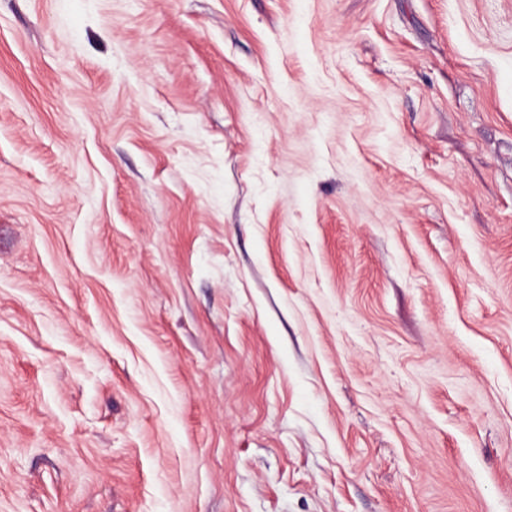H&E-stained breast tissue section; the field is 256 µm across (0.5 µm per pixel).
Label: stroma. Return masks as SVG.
Here are the masks:
<instances>
[{
    "instance_id": "35a3bbf8",
    "label": "stroma",
    "mask_w": 512,
    "mask_h": 512,
    "mask_svg": "<svg viewBox=\"0 0 512 512\" xmlns=\"http://www.w3.org/2000/svg\"><path fill=\"white\" fill-rule=\"evenodd\" d=\"M0 512H512V0H0Z\"/></svg>"
}]
</instances>
